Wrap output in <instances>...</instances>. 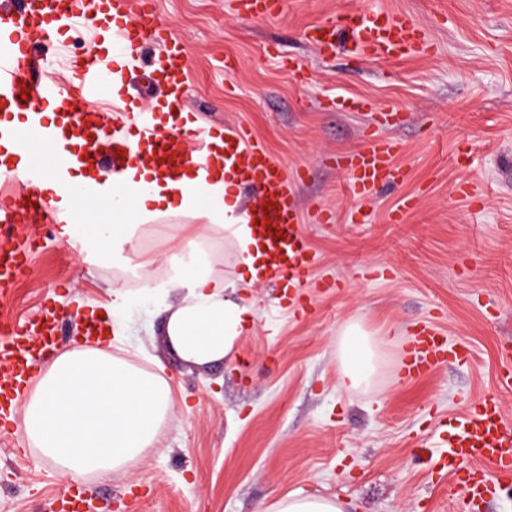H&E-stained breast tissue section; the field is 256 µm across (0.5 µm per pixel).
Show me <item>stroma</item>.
<instances>
[{"label": "stroma", "mask_w": 512, "mask_h": 512, "mask_svg": "<svg viewBox=\"0 0 512 512\" xmlns=\"http://www.w3.org/2000/svg\"><path fill=\"white\" fill-rule=\"evenodd\" d=\"M154 7L165 35L188 51L186 109L199 124H246L284 167L304 168L295 193L317 257L312 277L337 286L314 291L303 317L276 309L277 284L241 289V299H259L256 318L230 358L206 367L182 360L163 335L180 292L133 301L117 316L115 351L146 369L165 364L176 407L125 472L87 477L81 491L96 512H257L289 493L336 496L349 512H454L453 484L433 470L426 440L483 394L498 393L512 416V391L496 385L498 351L512 345V0H285L280 15L261 20L240 18L233 0ZM378 8L416 20L429 53L386 61L342 49L324 58L303 36L310 24ZM96 40L86 29L39 49L38 76L64 83L62 56H89ZM159 54L152 45L125 71L123 107L102 101L93 111L119 128L128 105L162 102L165 90L150 78ZM228 57L237 62L231 77ZM288 58L310 71L308 85L282 67ZM341 96L373 108L346 111L334 103ZM382 111L402 118L384 133L399 143L395 164L406 175L371 197L370 223L354 224L357 203L329 159L362 149ZM459 148L470 152L469 168L454 165ZM461 182L477 187L480 201L459 195ZM408 195L416 208L404 223H388ZM319 211L333 222L317 223ZM59 222L42 214L15 229L33 254L0 292V322L29 324L57 306L63 352L78 347L91 312L111 309L113 287L141 258L153 259L156 278L168 276L157 255L178 233L147 223L120 255L91 254L62 245ZM380 264L391 277H362ZM426 321L470 358L405 377L414 329ZM351 322L377 341L379 363L368 387L346 392L337 386L336 338ZM23 411L16 398L11 421L0 422V512H53L68 479L19 429Z\"/></svg>", "instance_id": "35a3bbf8"}]
</instances>
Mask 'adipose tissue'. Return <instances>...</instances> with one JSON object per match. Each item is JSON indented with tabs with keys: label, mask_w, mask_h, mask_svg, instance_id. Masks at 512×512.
I'll use <instances>...</instances> for the list:
<instances>
[{
	"label": "adipose tissue",
	"mask_w": 512,
	"mask_h": 512,
	"mask_svg": "<svg viewBox=\"0 0 512 512\" xmlns=\"http://www.w3.org/2000/svg\"><path fill=\"white\" fill-rule=\"evenodd\" d=\"M16 138L0 146V176L26 169L43 143L27 120L12 113ZM207 168L167 174L153 165L129 167L121 179L98 168L74 172L69 184L45 177L41 188L62 220L59 237L82 238L113 247L129 243L136 229L163 216L205 220L221 229L237 252L241 274L228 282L214 271L201 236L183 242L169 257L175 272L168 288L182 291L165 321V334L184 360L207 365L224 358L255 316L253 306L236 300L242 286L260 282L261 243L245 219L240 180L223 164L224 134L210 137ZM94 195L112 213L108 224L89 221L83 205ZM340 386L350 390L370 381L377 369L374 343L359 324L339 331ZM164 365L148 371L115 355L112 344L78 348L58 355L24 394L20 427L27 439L73 480L124 471L151 447L174 407Z\"/></svg>",
	"instance_id": "adipose-tissue-1"
}]
</instances>
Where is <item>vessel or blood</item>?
<instances>
[{
	"label": "vessel or blood",
	"mask_w": 512,
	"mask_h": 512,
	"mask_svg": "<svg viewBox=\"0 0 512 512\" xmlns=\"http://www.w3.org/2000/svg\"><path fill=\"white\" fill-rule=\"evenodd\" d=\"M103 0H22L18 12H0V112L40 114L43 108L58 105L65 127L84 134L88 141L84 161L99 159V131L85 127L87 106L109 91L112 64L102 60L72 61L67 90L37 79L32 47L59 41L73 23L97 24ZM152 0H112V9L123 19L109 35L113 50H138L154 43L161 28L151 9ZM238 13L247 18H263L280 12L283 0H235ZM306 41L322 54L336 51L339 37H346L351 52L359 57L384 60L425 54L428 44L421 27L407 14H391L381 9L355 10L336 22L308 26ZM189 62L178 44L166 47L156 69L177 108H184L190 94ZM129 129L113 136V148L122 158L114 159L112 174L121 177L127 166L144 161H161L163 167H205L209 160L208 130L175 122L160 128L152 112L137 109L128 119ZM224 160L233 167L255 200L246 208L265 246L264 272L267 277L293 288L289 310L305 314L310 304L312 283L309 273L317 262L301 229L296 200V178L279 166L245 124L224 129ZM400 150L397 141L369 131L364 147L333 159L347 175L345 189L354 200L370 199L378 184L395 180L393 161ZM60 152L49 149L28 168L23 189L0 201V229H14L33 211H46L51 201L40 188L44 169L62 163ZM26 246L13 244L0 251V286L9 287L20 272ZM23 328L0 331V414L12 412L20 378L32 367L34 346ZM467 350L449 345L437 328L425 322L418 326L406 360L408 375L418 377L445 365L448 359H462ZM447 437L438 438L439 464L456 485L458 496L472 502L496 492L512 479V420L508 419L498 396L486 394L473 399L463 413L448 418Z\"/></svg>",
	"instance_id": "b4317fda"
}]
</instances>
